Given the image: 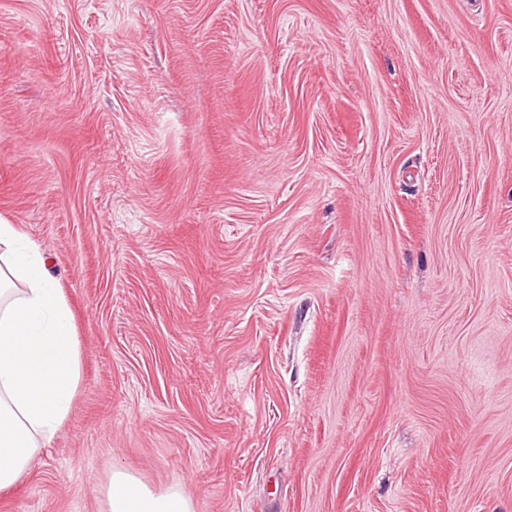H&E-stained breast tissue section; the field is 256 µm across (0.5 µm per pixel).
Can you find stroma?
Returning a JSON list of instances; mask_svg holds the SVG:
<instances>
[{
    "instance_id": "stroma-1",
    "label": "stroma",
    "mask_w": 512,
    "mask_h": 512,
    "mask_svg": "<svg viewBox=\"0 0 512 512\" xmlns=\"http://www.w3.org/2000/svg\"><path fill=\"white\" fill-rule=\"evenodd\" d=\"M0 215L81 360L0 512H512V0H0ZM106 498L107 512H195L192 498L180 486L156 493L122 469L112 471Z\"/></svg>"
}]
</instances>
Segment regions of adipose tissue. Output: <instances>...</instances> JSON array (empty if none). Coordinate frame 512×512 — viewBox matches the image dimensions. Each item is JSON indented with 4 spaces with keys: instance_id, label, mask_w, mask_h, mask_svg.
I'll return each instance as SVG.
<instances>
[{
    "instance_id": "obj_1",
    "label": "adipose tissue",
    "mask_w": 512,
    "mask_h": 512,
    "mask_svg": "<svg viewBox=\"0 0 512 512\" xmlns=\"http://www.w3.org/2000/svg\"><path fill=\"white\" fill-rule=\"evenodd\" d=\"M72 311L41 247L0 217V489L13 485L68 419L80 385ZM107 512H195L178 486L154 492L116 469Z\"/></svg>"
}]
</instances>
